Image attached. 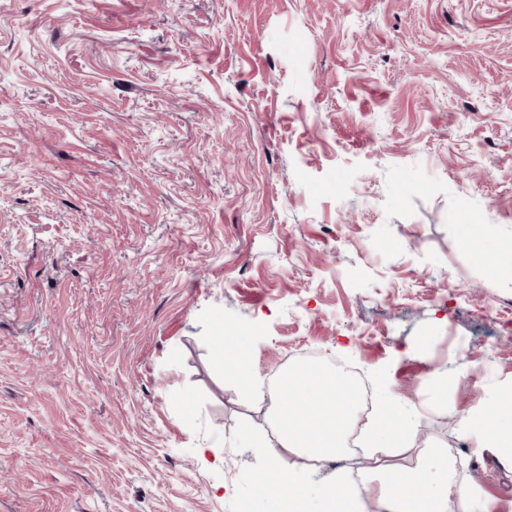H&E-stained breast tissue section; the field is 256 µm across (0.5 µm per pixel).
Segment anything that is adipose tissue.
I'll return each mask as SVG.
<instances>
[{
    "label": "adipose tissue",
    "mask_w": 512,
    "mask_h": 512,
    "mask_svg": "<svg viewBox=\"0 0 512 512\" xmlns=\"http://www.w3.org/2000/svg\"><path fill=\"white\" fill-rule=\"evenodd\" d=\"M464 243L475 245L480 254L498 256L496 270L512 276V240H501L474 224L460 227ZM336 376L324 373L322 379H307L303 369L289 372L279 394L272 400L276 434L281 447L316 461H329L348 451L341 428L357 410L354 398H336L327 406L325 422L300 415L297 407L306 401L307 390L322 389ZM411 413L405 405H380L363 433L364 456L368 461L358 479L336 472L319 491L321 512H364L374 504L380 512H456L471 494L464 482L452 479L445 454L426 449L411 467L387 466L388 458L405 452L411 436ZM463 435L477 448L502 463L512 465V382L489 392L485 404L468 409L460 418ZM266 487L275 492L290 512H309L310 486L301 470L273 462L260 471Z\"/></svg>",
    "instance_id": "adipose-tissue-1"
}]
</instances>
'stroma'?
<instances>
[{"mask_svg":"<svg viewBox=\"0 0 512 512\" xmlns=\"http://www.w3.org/2000/svg\"><path fill=\"white\" fill-rule=\"evenodd\" d=\"M462 224L512 238V0H0V512H267L221 331L265 382L358 368L398 464L512 512L459 425L512 279Z\"/></svg>","mask_w":512,"mask_h":512,"instance_id":"35a3bbf8","label":"stroma"}]
</instances>
